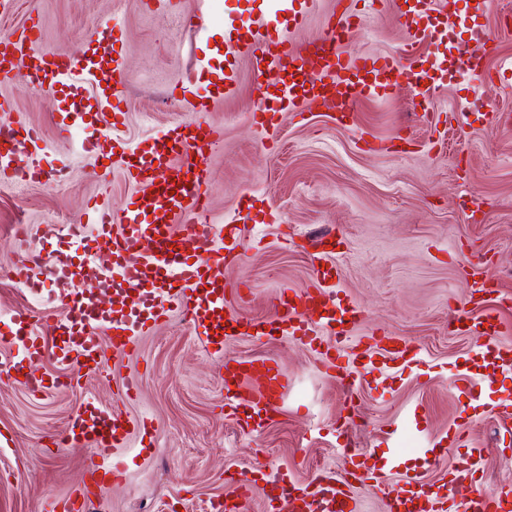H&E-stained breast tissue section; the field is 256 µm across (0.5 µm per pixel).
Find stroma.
<instances>
[{
	"instance_id": "1",
	"label": "stroma",
	"mask_w": 512,
	"mask_h": 512,
	"mask_svg": "<svg viewBox=\"0 0 512 512\" xmlns=\"http://www.w3.org/2000/svg\"><path fill=\"white\" fill-rule=\"evenodd\" d=\"M270 2L162 0L152 10L142 0L36 5L43 45L67 53L86 50L105 20H121L120 68L129 85L118 138L134 145L191 116L223 127L207 189L212 223L238 244V263L223 273L228 312L264 317L281 287L310 285L308 238L332 229L344 240L334 290L365 312L349 351L382 329L410 342L418 365L394 360L384 373L361 372L344 384L320 373L318 351L286 338L233 336L222 355L207 353L172 314L143 337L137 354H112L116 376H85L38 396L0 382V512H50L82 484L91 449L55 441L89 399L132 416L148 412L154 425L130 447L103 449L126 476L98 491L91 512H208L241 469H278L307 481L341 471L342 448L363 449L370 470L392 483H441L455 464L477 456L478 481L512 486V371L482 372L486 350L454 322L471 307L470 266L482 262L495 281L487 311L499 323L497 345L512 350V78L496 71L493 84L477 88L459 56L468 51L495 70L512 58V25L500 19L504 0L485 8L469 0L446 43L421 42V62L445 64L444 85L424 94L397 86L387 97L361 99L348 125L303 104L263 127L252 118V61L241 53L250 31L305 42L321 32L337 0H316L298 26ZM346 4L368 23L343 51L400 54L405 0ZM475 28L490 32V47L471 41ZM218 70L233 74L231 92L195 113ZM61 108L60 95L36 91L25 67L0 81V126L39 129L42 144L31 158L43 168L56 157ZM136 190L120 157L106 162L76 148L64 181L0 192V363L18 353L9 340L15 311H28L35 330L64 312L70 256L62 226L82 225L94 239L95 227L82 222L88 204L117 213ZM35 245L51 265L24 288L9 270ZM228 357L274 359L292 380L259 434L241 428L224 402ZM465 376L476 378L475 391L458 388ZM126 381L138 388L134 399L120 392Z\"/></svg>"
}]
</instances>
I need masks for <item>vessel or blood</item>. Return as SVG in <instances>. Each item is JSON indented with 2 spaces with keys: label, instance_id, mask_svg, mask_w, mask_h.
<instances>
[{
  "label": "vessel or blood",
  "instance_id": "obj_1",
  "mask_svg": "<svg viewBox=\"0 0 512 512\" xmlns=\"http://www.w3.org/2000/svg\"><path fill=\"white\" fill-rule=\"evenodd\" d=\"M433 10V0H418L415 9L400 17L405 34L401 57L349 56L343 43L360 29L362 15L342 10L329 17L322 32L308 43L299 44L288 38L267 41L256 35L248 51L256 72L257 117L271 114L270 97L279 103L296 104L305 101L335 113L337 119L347 118L359 99L379 94L389 83L406 84L421 92L435 87L438 77L428 70L414 68L411 59L423 37L440 41L446 38L443 30L428 29L424 21ZM41 25L38 16H30L17 37L0 39V77L8 78L14 57H21L32 71L35 90L71 88L82 82H98L86 55L70 54L47 49L41 45ZM318 58L319 68L306 75L311 58ZM128 93L124 77L114 78L107 94L97 101L102 110H111L113 124H122L125 114L121 108ZM81 125L85 152L106 156L111 144L110 130L76 113L74 123L60 122V147H67L74 125ZM6 139L0 145V183L26 180L28 175L20 155V145L38 144L39 132L30 126L8 127L0 130ZM224 143L221 127L188 120L170 130L167 136L153 138L148 148L133 151L129 162V177L141 188L132 195L121 215L92 206L88 221L98 227L91 250L74 254L70 259V290L63 296L65 314L46 324L55 342L53 355L65 368L80 373L97 374L106 371L108 358L100 343L99 331L109 326L114 351L132 355L141 347L145 329L180 314L193 327L205 345H223L229 332L241 331L249 336H261L270 341L288 338L311 346L322 347L320 357L325 376L337 378L346 372L348 335L361 318L358 305L344 302L331 292L333 280L339 277L335 261L337 241L325 235L316 242L312 255L314 283L311 287L295 289L282 287L274 298L273 315L262 320L243 321L225 314L224 288L226 283L217 270L232 264L236 258L231 245L217 246L219 229L212 224L205 202L207 159ZM161 169L173 170L172 178L157 181ZM154 245L151 254H138L141 241ZM112 252L115 261L112 272L120 278L119 288L112 291V306L103 309L92 291L83 285L85 269L93 261L95 249ZM141 297L140 309L129 308V293ZM458 321L480 329L485 348L494 349L497 325L492 316L472 317L459 313ZM18 331L23 332V357L0 364V376L12 377L29 393L45 392L47 386H61V379L46 382L31 367L41 357L39 336L29 332V317L18 312L13 316ZM333 336V345H326V336ZM407 343L392 342L387 332H380L371 347L359 352L363 369L376 370L375 355L384 361L404 357L411 352ZM291 380L280 365L269 358L224 361V399L231 409H244L254 414L275 410L288 391ZM150 428L147 417H131L125 413L89 404L79 410L70 426L61 435L62 444H86L91 447L125 448L131 440L145 436ZM476 466L462 461L453 470L448 482L436 484L415 478L393 488L387 494L386 512H512V488L484 487L475 482ZM125 470L120 462L88 459L86 479L68 495L55 501L52 512H89L97 488L123 480ZM371 475L363 462L347 455L343 470L335 476L317 474L307 482L287 480L277 474L270 487L286 498L285 512H360L357 497L350 494L351 482L369 483L371 492L382 491L380 484L371 483ZM256 482L253 471L239 473L233 496L217 498L210 512H244L249 494ZM468 485L470 494L456 501L455 489Z\"/></svg>",
  "mask_w": 512,
  "mask_h": 512
}]
</instances>
